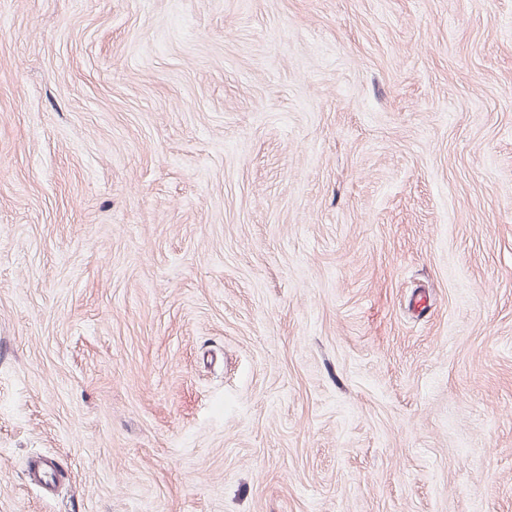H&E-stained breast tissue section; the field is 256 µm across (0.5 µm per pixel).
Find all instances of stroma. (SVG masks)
<instances>
[{"label":"stroma","instance_id":"obj_1","mask_svg":"<svg viewBox=\"0 0 512 512\" xmlns=\"http://www.w3.org/2000/svg\"><path fill=\"white\" fill-rule=\"evenodd\" d=\"M0 512H512V0H0Z\"/></svg>","mask_w":512,"mask_h":512}]
</instances>
